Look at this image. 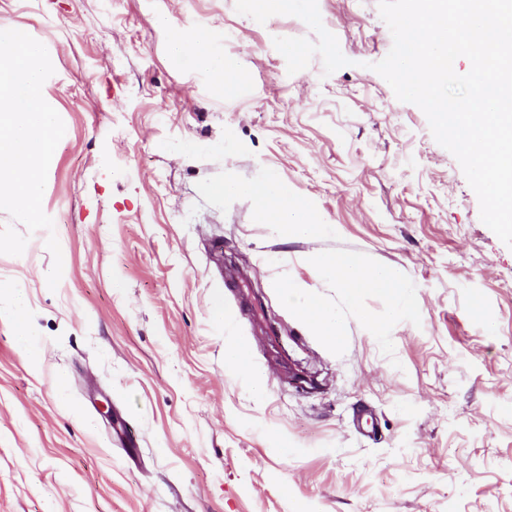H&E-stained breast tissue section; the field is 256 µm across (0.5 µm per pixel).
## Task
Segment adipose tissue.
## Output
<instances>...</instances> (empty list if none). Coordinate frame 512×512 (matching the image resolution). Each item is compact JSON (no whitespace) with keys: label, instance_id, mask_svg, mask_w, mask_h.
Listing matches in <instances>:
<instances>
[{"label":"adipose tissue","instance_id":"adipose-tissue-1","mask_svg":"<svg viewBox=\"0 0 512 512\" xmlns=\"http://www.w3.org/2000/svg\"><path fill=\"white\" fill-rule=\"evenodd\" d=\"M170 49L174 59L191 58L212 78L217 97H224L241 82V75L228 71L224 59L214 49L205 30L173 31ZM212 193L226 197L248 199L260 221L271 225L287 238H304L332 232V225L322 223L319 216L296 197L291 188L275 171H267L247 182L227 181L212 186ZM315 276L342 291L354 311H361L362 299L375 293L393 299V313L407 310L412 301V286L393 267L364 263L345 252H320L306 259ZM279 288L289 307L298 318L324 340L328 346L340 344L345 336L341 316L321 301L301 282H283ZM0 305L4 306L15 325L19 349L30 362L39 358V340L30 330L25 300L14 283L0 281Z\"/></svg>","mask_w":512,"mask_h":512}]
</instances>
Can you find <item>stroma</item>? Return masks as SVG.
I'll use <instances>...</instances> for the list:
<instances>
[{
	"label": "stroma",
	"instance_id": "35a3bbf8",
	"mask_svg": "<svg viewBox=\"0 0 512 512\" xmlns=\"http://www.w3.org/2000/svg\"><path fill=\"white\" fill-rule=\"evenodd\" d=\"M318 7L349 60L328 76L274 46L312 37L303 20L268 29L235 0H0L49 47L65 125L52 230L0 211V280L40 346L30 364L0 315V512H512V249L373 71L393 45L377 0ZM194 28L243 72L233 93L172 58ZM269 168L335 233L288 239L209 191ZM325 250L399 268L412 307L365 295L374 335L304 264ZM288 279L340 312L343 346L298 320ZM235 337L247 368L224 361Z\"/></svg>",
	"mask_w": 512,
	"mask_h": 512
}]
</instances>
